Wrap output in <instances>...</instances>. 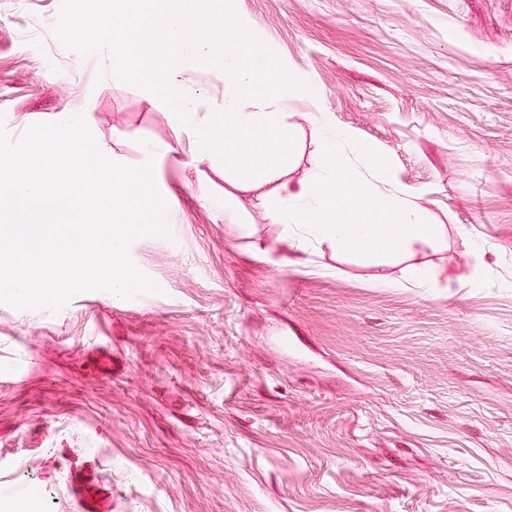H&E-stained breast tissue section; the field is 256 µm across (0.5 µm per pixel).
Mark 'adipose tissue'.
Segmentation results:
<instances>
[{
  "instance_id": "ef3b65f1",
  "label": "adipose tissue",
  "mask_w": 512,
  "mask_h": 512,
  "mask_svg": "<svg viewBox=\"0 0 512 512\" xmlns=\"http://www.w3.org/2000/svg\"><path fill=\"white\" fill-rule=\"evenodd\" d=\"M308 85L306 78L273 66L265 54L256 53L246 68L236 57H225L223 101L186 94L178 69L155 74L145 93L150 96L161 88L179 102L176 117L194 128L199 159L212 158L209 142L218 125L231 132L224 140L225 160L248 154L263 157L261 173L244 182L252 188L272 185L269 219L282 228L286 265L297 264L313 240L340 254L364 253L386 260L437 239L438 225L414 208L404 193L383 192L369 181L357 162L372 158V148L333 124L328 113L318 112L310 119L314 150L309 172L295 180L285 178L291 127L284 108L296 87Z\"/></svg>"
}]
</instances>
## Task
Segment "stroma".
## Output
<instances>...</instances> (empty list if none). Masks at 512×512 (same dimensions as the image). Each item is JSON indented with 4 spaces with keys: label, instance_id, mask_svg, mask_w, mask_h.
I'll return each mask as SVG.
<instances>
[{
    "label": "stroma",
    "instance_id": "stroma-1",
    "mask_svg": "<svg viewBox=\"0 0 512 512\" xmlns=\"http://www.w3.org/2000/svg\"><path fill=\"white\" fill-rule=\"evenodd\" d=\"M60 4L0 0V124L84 114L109 159L153 161L179 231L129 246L158 292L0 303V481L50 512H512V0H234L318 90L288 100V177L324 111L441 228L388 265L314 242L295 266L267 188L64 48Z\"/></svg>",
    "mask_w": 512,
    "mask_h": 512
}]
</instances>
